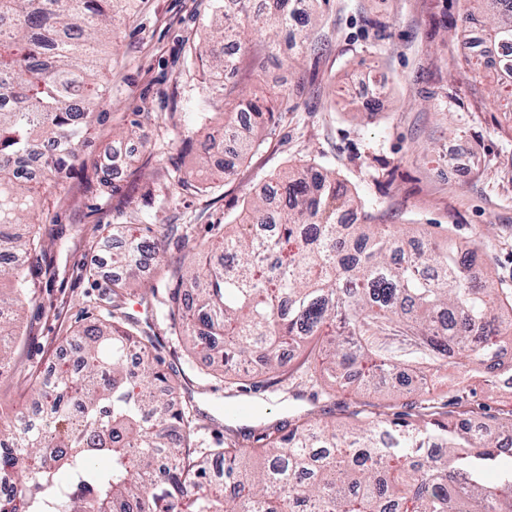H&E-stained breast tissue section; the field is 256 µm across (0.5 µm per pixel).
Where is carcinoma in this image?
<instances>
[{
    "mask_svg": "<svg viewBox=\"0 0 512 512\" xmlns=\"http://www.w3.org/2000/svg\"><path fill=\"white\" fill-rule=\"evenodd\" d=\"M130 0H0V374L19 336L17 311L29 295L26 270L39 241L28 216L49 179L70 174L94 124L100 97L98 46ZM315 0H210L217 37L194 48L211 92L230 106L204 153L232 147L224 174L258 147L254 129L275 112L230 83L235 52L250 31L289 32ZM462 32L490 19L486 42H512V0H469ZM253 118L237 129L239 114ZM242 209L220 245L180 275L166 304L173 329L229 383L276 393L287 374L282 350L308 357L348 391H382L388 375L407 377L401 411L338 405L347 422L307 409L259 428L224 426V447L193 444L192 398H172L157 337L124 315L119 300L142 283L145 260L161 266L164 232L112 228V322L77 332L70 363L36 382L24 412L0 414V512H512V409L476 427V394L463 389L456 409L431 377L450 364L476 367L494 383L496 354L512 333V291L472 269L466 252L432 234L422 240L390 224H340L358 202L339 181L303 167L269 185ZM254 224H273L261 242ZM259 356L262 365L249 369ZM309 402L330 398L316 369L304 367Z\"/></svg>",
    "mask_w": 512,
    "mask_h": 512,
    "instance_id": "1",
    "label": "carcinoma"
}]
</instances>
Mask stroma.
<instances>
[{
	"instance_id": "stroma-1",
	"label": "stroma",
	"mask_w": 512,
	"mask_h": 512,
	"mask_svg": "<svg viewBox=\"0 0 512 512\" xmlns=\"http://www.w3.org/2000/svg\"><path fill=\"white\" fill-rule=\"evenodd\" d=\"M464 0H322L302 55L272 53L249 35L233 81L280 114L258 131V150L224 178L222 157L200 166L221 104L190 64V46L210 38L209 0H135L117 37L100 47L105 117L81 148V166L37 197L46 250L33 263L20 314L23 336L0 377V408L24 403L36 378L60 363L66 337L112 315L100 244L116 224L177 225L165 263L188 264L265 185L303 165L335 176L357 198L362 224L435 230L468 249L496 287L512 289V112L496 71L475 75L461 48ZM127 133L138 160L104 175L107 148ZM124 309L161 342L199 409L198 442L224 445L223 377L188 354L157 307L140 293ZM291 392H250L248 424L307 407Z\"/></svg>"
}]
</instances>
